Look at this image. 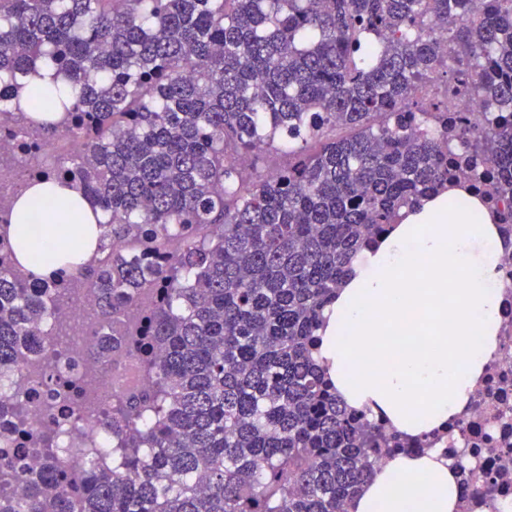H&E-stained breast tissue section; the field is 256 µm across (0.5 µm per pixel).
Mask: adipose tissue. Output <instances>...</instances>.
<instances>
[{"label": "adipose tissue", "mask_w": 512, "mask_h": 512, "mask_svg": "<svg viewBox=\"0 0 512 512\" xmlns=\"http://www.w3.org/2000/svg\"><path fill=\"white\" fill-rule=\"evenodd\" d=\"M98 219L74 186L34 182L14 197L6 232L23 268L48 278L66 253L93 258ZM501 251L496 216L464 188L406 214L325 311L317 357L345 402L410 435L458 414L497 348ZM458 498L439 452L399 455L349 512H455Z\"/></svg>", "instance_id": "ef3b65f1"}]
</instances>
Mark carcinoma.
<instances>
[{
    "label": "carcinoma",
    "mask_w": 512,
    "mask_h": 512,
    "mask_svg": "<svg viewBox=\"0 0 512 512\" xmlns=\"http://www.w3.org/2000/svg\"><path fill=\"white\" fill-rule=\"evenodd\" d=\"M40 62L63 122L8 105ZM441 79L486 104L480 121L428 96ZM505 112L512 0H0V168L67 136L70 162L34 177L104 215L97 255L56 279L0 239V367L53 348L30 326L85 288L88 352L142 373L103 409L112 468L0 466V512H349L378 448L436 432L373 430L345 404L315 357L324 310L476 155L494 171L471 188L512 225ZM44 377L63 401L87 391Z\"/></svg>",
    "instance_id": "cac0c4a2"
}]
</instances>
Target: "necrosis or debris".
Masks as SVG:
<instances>
[{
	"instance_id": "4bbe7bcc",
	"label": "necrosis or debris",
	"mask_w": 512,
	"mask_h": 512,
	"mask_svg": "<svg viewBox=\"0 0 512 512\" xmlns=\"http://www.w3.org/2000/svg\"><path fill=\"white\" fill-rule=\"evenodd\" d=\"M499 272L503 289L497 349L486 362L468 404L449 420L435 443L458 473V512H512V247L505 248ZM94 306L95 297L88 291L68 300L66 309L76 329L59 347L62 359L94 378L99 400L108 404L116 375L111 367L86 355L89 314ZM45 365L41 355L31 354L0 372V430L22 421L30 428L55 431L48 453L18 442L11 449L13 460L36 469L49 454L69 459L85 449L101 448L104 463H111L107 449L112 438L105 428V415L97 412L78 421L70 404L51 403V392L41 374ZM482 474L489 476L492 486L487 507L479 505L483 487L474 481Z\"/></svg>"
}]
</instances>
